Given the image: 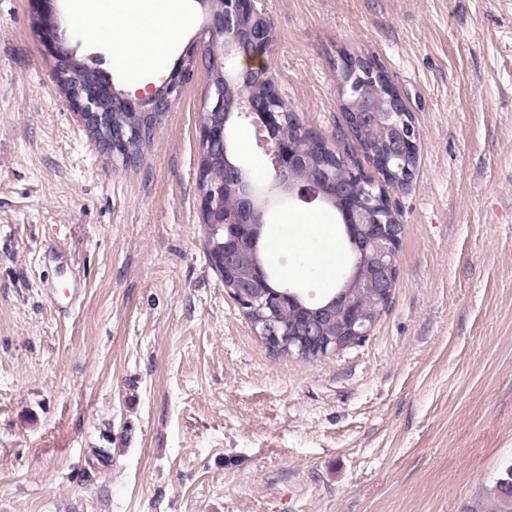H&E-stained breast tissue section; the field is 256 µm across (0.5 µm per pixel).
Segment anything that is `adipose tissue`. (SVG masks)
Instances as JSON below:
<instances>
[{
	"instance_id": "ef3b65f1",
	"label": "adipose tissue",
	"mask_w": 512,
	"mask_h": 512,
	"mask_svg": "<svg viewBox=\"0 0 512 512\" xmlns=\"http://www.w3.org/2000/svg\"><path fill=\"white\" fill-rule=\"evenodd\" d=\"M68 12L77 29L94 34L108 29L113 59L127 67L138 86L144 75L157 74V58L187 23L182 0H132L119 14L113 12L112 0H69ZM335 237V225L318 219L288 225L279 241L299 256L291 276H331L338 263L330 249Z\"/></svg>"
}]
</instances>
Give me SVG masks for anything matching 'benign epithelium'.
<instances>
[{
  "instance_id": "obj_1",
  "label": "benign epithelium",
  "mask_w": 512,
  "mask_h": 512,
  "mask_svg": "<svg viewBox=\"0 0 512 512\" xmlns=\"http://www.w3.org/2000/svg\"><path fill=\"white\" fill-rule=\"evenodd\" d=\"M207 7L208 22L199 36L206 65L224 63V75L209 81L204 99L199 143L207 151L227 153L228 120L232 117L248 121L261 133V146L271 157L273 176L284 192L295 196L304 203L318 199L339 201L350 216L351 222L364 228L363 237L357 242L365 266L363 275L352 273L350 287L376 289L377 301L393 294L399 272V248L402 233L389 223V211L393 206L378 200L371 191L365 192L364 200L356 201L355 189L364 186V172L350 168L351 178L345 183L336 182L338 157L336 150L310 127L301 123L288 135L281 133L288 109L274 82L267 75L265 67L258 69L236 66L240 59L261 60L274 45L272 28L264 16L255 8L253 0H201ZM39 26L53 34L54 71L57 83L65 88L70 105L84 126H96L110 131L108 142L110 156L122 159L128 164L125 148L128 142L138 138L158 117L169 111L181 97L186 79L195 62L194 51L187 53L182 66L173 71L161 86L146 94L129 98L112 86L95 80L86 73L87 64L78 58L77 51L65 44V38L57 21L51 2L40 15ZM340 71L341 100L357 94L366 82H384L386 75L376 60L361 58L341 59ZM393 113L384 117L383 130L386 150L379 156H371L378 171L385 177L394 175L390 160L417 152L419 133L411 113L399 104L403 100L397 89H390ZM112 99V111L130 112L140 117V123H129L117 129L112 127V116L101 108V103ZM321 162L322 178L316 182L303 181L293 177L298 171L310 169L315 162ZM240 166L226 161L224 181L211 179L207 169L197 167V184L202 186L200 210L206 214L224 198V190H233L238 204L228 208L218 218L211 220L227 231V239L219 252L224 275L232 276L229 294L246 317L257 315L251 321L253 330L267 347L276 350L294 343L299 354L312 348L324 357L339 349L332 344L334 338L328 330L336 325L342 327L340 335L352 342H358L370 335L376 324L364 309L342 296L332 300L311 314L300 316L295 330L289 334L281 331L277 312L288 291L268 293L259 287V280L265 277L264 268L258 264L252 272L237 271L239 257L245 247L253 244L257 225L264 223L265 212L253 201V190L239 176Z\"/></svg>"
}]
</instances>
